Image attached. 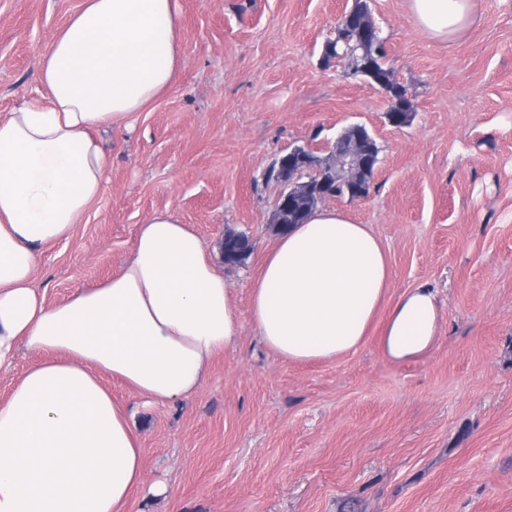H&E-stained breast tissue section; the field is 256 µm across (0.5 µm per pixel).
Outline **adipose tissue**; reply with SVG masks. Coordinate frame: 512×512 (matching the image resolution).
Here are the masks:
<instances>
[{
    "label": "adipose tissue",
    "instance_id": "adipose-tissue-1",
    "mask_svg": "<svg viewBox=\"0 0 512 512\" xmlns=\"http://www.w3.org/2000/svg\"><path fill=\"white\" fill-rule=\"evenodd\" d=\"M418 25L449 39L474 0H408ZM177 0H83L52 40L40 96L0 115V371L37 356L0 399V512H126L144 450L111 382L159 402L196 395L238 337L217 254L171 210L142 224L120 271L48 303L35 286L46 246L69 240L101 196L112 153L171 88ZM389 259L369 225L320 207L289 227L252 283L261 343L294 362L356 349L383 297ZM439 326L436 294L396 300L381 338L394 361L420 357Z\"/></svg>",
    "mask_w": 512,
    "mask_h": 512
}]
</instances>
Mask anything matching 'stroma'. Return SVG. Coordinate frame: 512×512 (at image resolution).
Returning <instances> with one entry per match:
<instances>
[{"label":"stroma","instance_id":"stroma-1","mask_svg":"<svg viewBox=\"0 0 512 512\" xmlns=\"http://www.w3.org/2000/svg\"><path fill=\"white\" fill-rule=\"evenodd\" d=\"M81 0H0V114L39 87L40 61ZM351 0H179L181 64L133 131L112 136L105 190L36 275L64 301L117 273L141 224L175 212L203 241L245 233L222 265L238 341L200 393L151 402L125 386L146 487L127 512H512V0H476L443 41L407 0H370L388 65L413 96L402 127L375 86L320 63ZM353 123L379 148L369 196L329 199L369 225L391 277L362 344L296 363L267 349L251 283L278 241L276 185L289 148L322 149ZM434 289L435 341L393 361L381 336L407 289ZM163 483L168 494L151 495Z\"/></svg>","mask_w":512,"mask_h":512}]
</instances>
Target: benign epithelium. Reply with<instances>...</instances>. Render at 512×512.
Listing matches in <instances>:
<instances>
[{
	"label": "benign epithelium",
	"mask_w": 512,
	"mask_h": 512,
	"mask_svg": "<svg viewBox=\"0 0 512 512\" xmlns=\"http://www.w3.org/2000/svg\"><path fill=\"white\" fill-rule=\"evenodd\" d=\"M342 19L356 27L353 35L343 37L336 33L335 40L344 45L342 52L333 60L344 65L353 74L366 82H373L384 92L389 102L396 105L407 118L413 116V102L406 90L391 75H379L372 66L380 54L378 28L363 0H353L352 6L343 13ZM362 125L348 126L328 147V154L319 156V151L306 144L288 149L286 159H278L272 167L273 182L279 186L274 202L271 224L280 232L288 228L292 203L300 208H313L315 203L337 197L336 189L350 190L359 185L368 188L373 180L377 161L373 150V139L348 141L351 130H360Z\"/></svg>",
	"instance_id": "benign-epithelium-1"
}]
</instances>
